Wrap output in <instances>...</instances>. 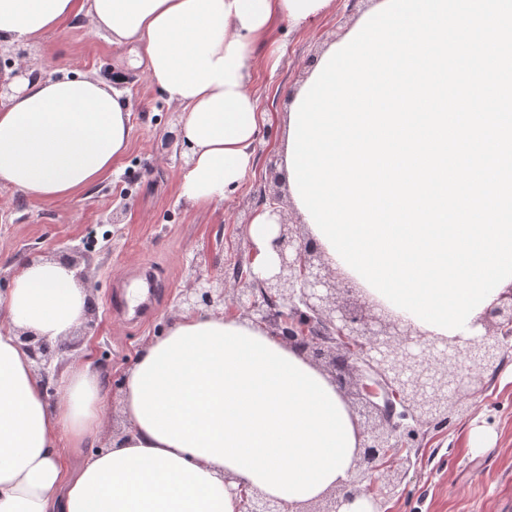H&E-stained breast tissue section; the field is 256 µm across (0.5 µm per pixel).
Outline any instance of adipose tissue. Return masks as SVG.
I'll use <instances>...</instances> for the list:
<instances>
[{
  "instance_id": "adipose-tissue-1",
  "label": "adipose tissue",
  "mask_w": 512,
  "mask_h": 512,
  "mask_svg": "<svg viewBox=\"0 0 512 512\" xmlns=\"http://www.w3.org/2000/svg\"><path fill=\"white\" fill-rule=\"evenodd\" d=\"M332 0H0V44L26 45L85 17L91 31L142 48L151 84L181 110L190 163L179 197L196 208L233 198L270 117L253 87L254 49L273 25L308 26ZM31 57L0 103V183L52 202L106 180L130 142L117 77L53 76ZM278 217L248 229L253 270L276 252ZM88 293L56 260L20 266L0 290V512H240V490L300 508L339 488L362 432L335 381L263 325L222 311L180 312L123 373V433L100 440L104 385L65 366L49 405L17 344L55 341L85 317Z\"/></svg>"
}]
</instances>
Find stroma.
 <instances>
[{
  "mask_svg": "<svg viewBox=\"0 0 512 512\" xmlns=\"http://www.w3.org/2000/svg\"><path fill=\"white\" fill-rule=\"evenodd\" d=\"M368 6V0H334L331 11L309 27L296 29L285 22L275 26L272 38L282 48V63L274 72L258 67L255 77L260 108L273 119L271 136H258L257 141L268 144L269 151L257 155L254 171L232 200L202 209L177 195L186 164L161 154L164 133L178 124L180 111L151 86L144 68L128 69L129 46L90 32L82 18L30 45V54L52 74L74 70L103 77L128 75L123 90L131 112V144L107 181L60 204L0 185V281L10 282L23 257L55 259L65 246L95 243L89 286L97 319L90 334L74 332L79 343L74 357L81 362L101 358L108 366L107 433L123 427L116 386L121 372L132 364L144 338L166 328L193 257L206 254L212 272L220 275L227 257L248 253L241 229L257 208L260 192L268 188L267 163L280 157L283 129L278 119L305 80L310 61ZM116 209L122 217L113 225L109 218ZM152 270L163 277L155 303L139 313L115 305L127 282ZM476 387L472 415L453 417L447 429L420 440L406 488L387 503V512H512V351ZM477 429L489 439L480 451L469 445Z\"/></svg>",
  "mask_w": 512,
  "mask_h": 512,
  "instance_id": "stroma-1",
  "label": "stroma"
}]
</instances>
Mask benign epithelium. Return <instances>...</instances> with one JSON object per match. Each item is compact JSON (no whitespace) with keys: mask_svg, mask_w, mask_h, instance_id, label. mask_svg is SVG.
<instances>
[{"mask_svg":"<svg viewBox=\"0 0 512 512\" xmlns=\"http://www.w3.org/2000/svg\"><path fill=\"white\" fill-rule=\"evenodd\" d=\"M163 146L181 158L180 127L166 132ZM275 270L264 278L216 276L205 254L193 258L176 311L202 314L225 309L268 327L331 374L343 395L358 406L363 443L341 488L322 497L321 507L304 512H343L365 496L372 512L401 495L414 467L402 450L425 433L447 427L468 410L475 375L501 366L504 340L512 335V292L480 320L484 333L466 340L429 339L416 334L356 286L338 278L306 226L282 217L274 241ZM65 264L88 280L90 250L81 243L65 249ZM34 371L48 381L68 359L71 344L31 332L17 339ZM384 474L381 485H363L365 475ZM243 512H289L283 502L255 493L243 496Z\"/></svg>","mask_w":512,"mask_h":512,"instance_id":"1","label":"benign epithelium"}]
</instances>
